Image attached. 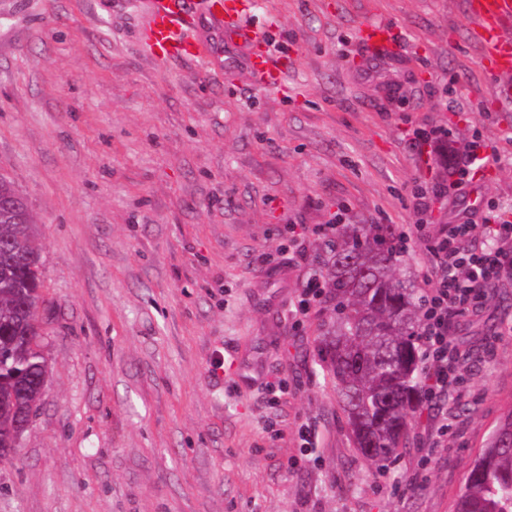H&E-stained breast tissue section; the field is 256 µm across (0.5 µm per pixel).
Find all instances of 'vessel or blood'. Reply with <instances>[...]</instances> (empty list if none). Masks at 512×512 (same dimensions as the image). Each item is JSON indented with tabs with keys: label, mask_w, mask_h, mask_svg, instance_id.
<instances>
[{
	"label": "vessel or blood",
	"mask_w": 512,
	"mask_h": 512,
	"mask_svg": "<svg viewBox=\"0 0 512 512\" xmlns=\"http://www.w3.org/2000/svg\"><path fill=\"white\" fill-rule=\"evenodd\" d=\"M241 0H152L143 34L153 56L165 60L178 56L209 58L211 43L196 37L200 15H208L218 26L227 48H243L246 62L269 85H280L282 77L254 31L237 20ZM512 18V0H472L471 19L486 47V61L495 68L512 69V44L502 40L499 27Z\"/></svg>",
	"instance_id": "vessel-or-blood-1"
}]
</instances>
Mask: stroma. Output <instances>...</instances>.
Instances as JSON below:
<instances>
[{
    "label": "stroma",
    "instance_id": "stroma-1",
    "mask_svg": "<svg viewBox=\"0 0 512 512\" xmlns=\"http://www.w3.org/2000/svg\"><path fill=\"white\" fill-rule=\"evenodd\" d=\"M149 5L0 0V173L39 233L49 365L0 512H452L512 410V279L450 334L459 385L373 461L321 359L330 307L293 318L330 254L289 227L400 229L435 184L431 224L511 208L512 71L484 63L469 0H251L242 24L288 63L276 87L204 21L213 60L151 57ZM366 24L394 45L361 43ZM436 128L499 161L456 187L449 153L412 146Z\"/></svg>",
    "mask_w": 512,
    "mask_h": 512
}]
</instances>
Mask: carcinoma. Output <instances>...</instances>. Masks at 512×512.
<instances>
[{"instance_id": "cac0c4a2", "label": "carcinoma", "mask_w": 512, "mask_h": 512, "mask_svg": "<svg viewBox=\"0 0 512 512\" xmlns=\"http://www.w3.org/2000/svg\"><path fill=\"white\" fill-rule=\"evenodd\" d=\"M19 192L0 174V448L12 444L17 402L37 408L47 359L40 320L41 247ZM326 277L334 319L320 336L327 370L356 448L369 459L397 451L419 397L415 343L422 308L395 277L389 224H350L331 250ZM470 471L453 512H512V411Z\"/></svg>"}]
</instances>
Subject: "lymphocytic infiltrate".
<instances>
[{
	"label": "lymphocytic infiltrate",
	"mask_w": 512,
	"mask_h": 512,
	"mask_svg": "<svg viewBox=\"0 0 512 512\" xmlns=\"http://www.w3.org/2000/svg\"><path fill=\"white\" fill-rule=\"evenodd\" d=\"M402 243L426 242L431 273L424 284L419 334L424 343L426 398L457 384L458 353L448 346V331L478 315L488 288L512 277V219L487 211L482 223L414 224L399 233Z\"/></svg>",
	"instance_id": "obj_1"
}]
</instances>
